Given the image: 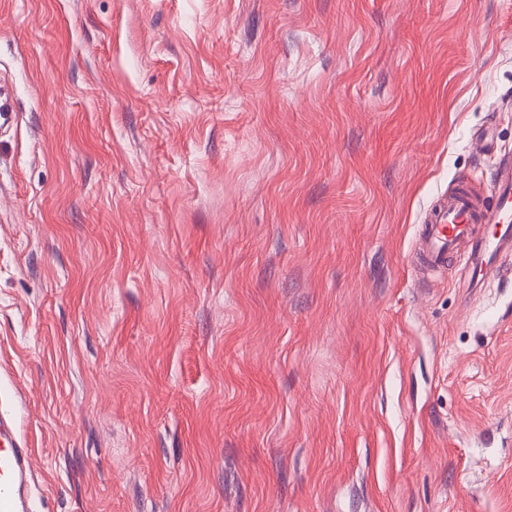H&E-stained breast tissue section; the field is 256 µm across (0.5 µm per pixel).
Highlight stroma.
I'll use <instances>...</instances> for the list:
<instances>
[{
  "instance_id": "35a3bbf8",
  "label": "stroma",
  "mask_w": 512,
  "mask_h": 512,
  "mask_svg": "<svg viewBox=\"0 0 512 512\" xmlns=\"http://www.w3.org/2000/svg\"><path fill=\"white\" fill-rule=\"evenodd\" d=\"M3 82L32 512H512V253L417 255L512 0H0Z\"/></svg>"
}]
</instances>
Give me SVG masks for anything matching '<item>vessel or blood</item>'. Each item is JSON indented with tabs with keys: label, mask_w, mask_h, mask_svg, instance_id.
<instances>
[{
	"label": "vessel or blood",
	"mask_w": 512,
	"mask_h": 512,
	"mask_svg": "<svg viewBox=\"0 0 512 512\" xmlns=\"http://www.w3.org/2000/svg\"><path fill=\"white\" fill-rule=\"evenodd\" d=\"M485 225L473 238L475 225ZM471 240L467 261L473 275L495 264L505 246H512V156L503 155L487 194L461 179L447 199L428 213L420 234L422 267L446 268L460 241ZM32 451L18 438L11 421L0 417V512H29Z\"/></svg>",
	"instance_id": "obj_1"
}]
</instances>
